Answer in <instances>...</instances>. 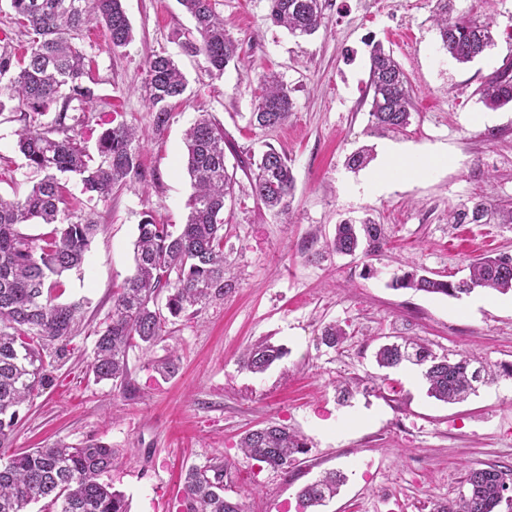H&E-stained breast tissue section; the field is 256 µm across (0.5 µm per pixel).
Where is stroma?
<instances>
[{
    "instance_id": "obj_1",
    "label": "stroma",
    "mask_w": 512,
    "mask_h": 512,
    "mask_svg": "<svg viewBox=\"0 0 512 512\" xmlns=\"http://www.w3.org/2000/svg\"><path fill=\"white\" fill-rule=\"evenodd\" d=\"M457 13L493 21L497 44L461 65L441 50L430 0H330L328 20L299 38L267 19L269 0H216L238 59L212 75L180 43L193 22L177 0H124L134 39L109 50L103 29L91 33L96 97L93 130L108 112L149 131L139 179L105 201L68 184L75 217H91L97 235L81 270L63 275V300L83 313L69 354L32 405L23 407L16 448L56 440L94 439L114 448L105 474L130 512H178L186 470L219 460L231 464L226 497L247 512H296L297 493L328 470L347 481L324 512H432L456 497L470 466L512 465V379L480 386L459 404L430 397L411 369H382L380 344L405 336L439 355L463 353L498 368L512 363V292L476 289L450 297L392 288L408 266L466 277L480 255H512V224H452L448 212L473 197L512 206V105L492 110L478 89L512 55V0H454ZM382 42L412 88V118L398 132L371 126L369 43ZM166 52L187 75L191 95L178 101L169 126L153 131L140 95L144 63ZM275 73L294 101L286 125L251 126L263 74ZM224 130L226 164L237 167L235 198L224 208L226 280L223 299L170 319L152 352L133 348L134 389L96 381L90 364L96 334L112 312V295L133 270V242L144 213L182 224L193 193L184 133L199 113ZM15 123L0 116V195L30 188L33 173L16 149ZM412 148L417 163L386 172L381 150ZM375 155L353 170L362 146ZM287 157L296 178L288 215L254 199L242 165L267 149ZM371 219L385 242L367 254L326 248L336 224ZM334 322L349 339L320 341ZM266 339L285 356L261 374L239 363L242 351ZM175 356L180 369L161 377L153 360ZM301 432L308 451L283 472L243 459L238 443L267 423Z\"/></svg>"
}]
</instances>
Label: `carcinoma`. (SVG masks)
I'll use <instances>...</instances> for the list:
<instances>
[{"mask_svg": "<svg viewBox=\"0 0 512 512\" xmlns=\"http://www.w3.org/2000/svg\"><path fill=\"white\" fill-rule=\"evenodd\" d=\"M10 9L31 30L25 54L17 56L10 38L0 39V112L10 109L18 124L16 147L26 165L42 174L22 196L0 197V512H27L32 503L46 501L48 512H128L124 494L100 482L116 461L114 449L95 440L77 446L58 440L47 448L12 449V434L19 410L34 402L49 374L62 359L73 335L82 303H62L66 271L82 266L97 225L74 221L69 212V191L62 176L78 177L90 199L106 201L116 188L140 175L143 139L137 130L111 118L97 140L99 161H93L80 140L86 106L94 91L86 85L89 54L82 32L91 26L107 30L116 51L133 40L131 21L123 0H7ZM267 20L295 37L310 36L326 24L327 0H269ZM194 21L195 35L181 42L185 53L201 56L211 73L222 75L237 57V46L224 30L216 0H178ZM432 22L442 48L466 64L495 45L494 24L455 14L454 0H435ZM142 86L152 114L154 131L163 130L173 102L189 91V80L172 56L162 52L147 58ZM372 90L370 116L381 131L406 128L411 118L408 78L393 51L376 42L369 54ZM492 108L512 104V58L503 59L479 90ZM293 111L291 90L273 74L261 79V95L251 123L276 128ZM187 172L195 192L190 212L179 231L158 224L149 215L138 224L134 243V271L112 301L109 322L99 331L91 372L131 388L129 349L147 350L166 337V319L158 307L160 296L173 317L212 299L224 298V207L233 198L235 174L224 153V131L201 116L187 130ZM252 194L276 215L290 209L295 176L287 159L270 148L253 162ZM496 219L512 224V208L483 200L454 211L448 222L471 224ZM45 224L51 231L32 236L27 224ZM366 238L377 248L384 240L377 224H338L327 247L352 255ZM398 288L458 297L477 288L500 293L512 290V255L481 257L468 266V276L450 281L406 272L395 279ZM321 342L334 348L349 338L336 323L321 329ZM284 351L266 340L249 347L241 365L252 373L266 371ZM379 367L394 369L410 364L420 369L428 394L445 403H457L493 379L485 366H475L467 355L457 359L438 356L410 338L384 344L375 354ZM246 459L286 471L299 463L306 443L296 432L276 423L247 431L240 440ZM227 468L221 463L187 470L181 512H245L244 504L224 496ZM512 467L470 466L464 490L434 512H495ZM343 477L328 472L305 485L298 497L303 509L317 508L336 495Z\"/></svg>", "mask_w": 512, "mask_h": 512, "instance_id": "cac0c4a2", "label": "carcinoma"}]
</instances>
